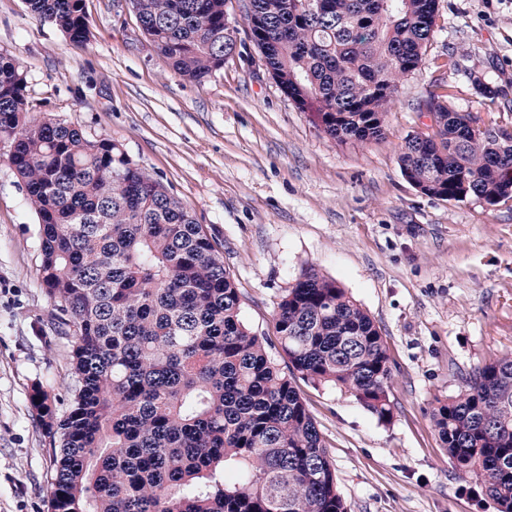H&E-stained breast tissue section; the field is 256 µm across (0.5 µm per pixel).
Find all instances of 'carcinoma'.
Segmentation results:
<instances>
[{"label":"carcinoma","mask_w":512,"mask_h":512,"mask_svg":"<svg viewBox=\"0 0 512 512\" xmlns=\"http://www.w3.org/2000/svg\"><path fill=\"white\" fill-rule=\"evenodd\" d=\"M440 0H251L274 80L338 143L384 135L399 83L419 69ZM36 20L85 44L84 0H25ZM145 39L201 84L236 30L227 0H131ZM27 73L0 53V141L38 218V277L68 329L73 398L60 417L51 512H347L295 375L353 395L388 422L382 331L330 278L304 272L275 316L280 354L241 318L218 244L189 207L119 144L34 115ZM437 128L399 156L423 194L495 204L512 196V133L469 125L435 81ZM433 422L458 478L512 512V355L474 367Z\"/></svg>","instance_id":"1"}]
</instances>
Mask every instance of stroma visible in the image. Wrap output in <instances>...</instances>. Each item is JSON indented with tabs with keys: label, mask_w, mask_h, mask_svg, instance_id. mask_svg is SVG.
<instances>
[{
	"label": "stroma",
	"mask_w": 512,
	"mask_h": 512,
	"mask_svg": "<svg viewBox=\"0 0 512 512\" xmlns=\"http://www.w3.org/2000/svg\"><path fill=\"white\" fill-rule=\"evenodd\" d=\"M92 39L0 0V52L28 73L34 112L104 136L187 204L220 244L242 317L273 335L306 268L336 282L380 326L389 422L348 393L300 383L348 512H496L463 488L431 420L473 367L512 353V197L490 205L421 194L398 157L443 79L455 110L512 127V0H440L434 35L403 81L382 138L340 144L254 60L240 6L237 47L202 84L147 45L130 0H84ZM496 89L486 98L476 80ZM38 223L0 160V512H49L54 440L34 388L68 407L72 343L38 278Z\"/></svg>",
	"instance_id": "35a3bbf8"
}]
</instances>
